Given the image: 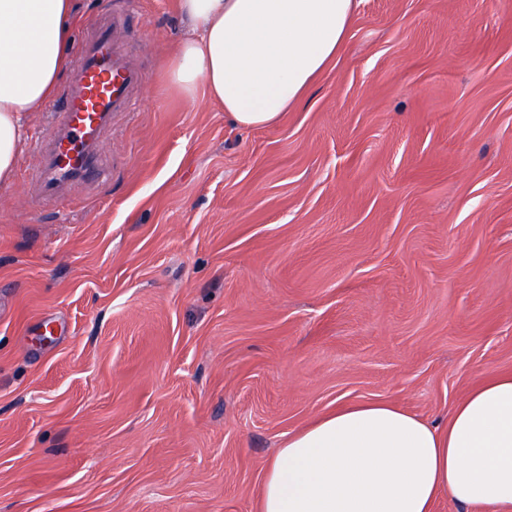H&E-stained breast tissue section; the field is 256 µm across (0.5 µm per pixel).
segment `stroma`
I'll use <instances>...</instances> for the list:
<instances>
[{"mask_svg": "<svg viewBox=\"0 0 512 512\" xmlns=\"http://www.w3.org/2000/svg\"><path fill=\"white\" fill-rule=\"evenodd\" d=\"M125 8L108 180L0 187V512H254L286 433L512 372V0H360L250 131L170 85L178 0Z\"/></svg>", "mask_w": 512, "mask_h": 512, "instance_id": "obj_1", "label": "stroma"}]
</instances>
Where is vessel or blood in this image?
I'll use <instances>...</instances> for the list:
<instances>
[{
  "mask_svg": "<svg viewBox=\"0 0 512 512\" xmlns=\"http://www.w3.org/2000/svg\"><path fill=\"white\" fill-rule=\"evenodd\" d=\"M124 14L111 10L80 40L63 102L38 138L32 180L38 200L56 201L78 184L96 186L108 175L105 136L113 118L130 111L142 74L127 61Z\"/></svg>",
  "mask_w": 512,
  "mask_h": 512,
  "instance_id": "1",
  "label": "vessel or blood"
}]
</instances>
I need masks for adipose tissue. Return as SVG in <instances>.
Returning <instances> with one entry per match:
<instances>
[{
  "instance_id": "ef3b65f1",
  "label": "adipose tissue",
  "mask_w": 512,
  "mask_h": 512,
  "mask_svg": "<svg viewBox=\"0 0 512 512\" xmlns=\"http://www.w3.org/2000/svg\"><path fill=\"white\" fill-rule=\"evenodd\" d=\"M356 0H179L191 33L169 78L238 127L276 124L342 53ZM76 0H0V186L52 97ZM512 512V372H486L444 426L385 401L337 407L266 463L257 512H435L440 501Z\"/></svg>"
}]
</instances>
